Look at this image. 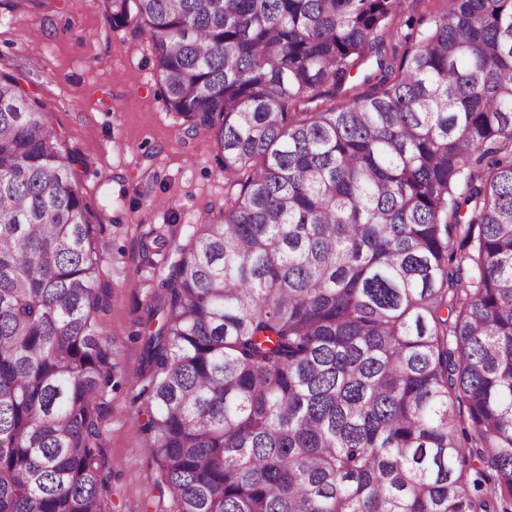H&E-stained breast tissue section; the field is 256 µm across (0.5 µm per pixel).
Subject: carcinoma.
<instances>
[{
  "instance_id": "obj_1",
  "label": "carcinoma",
  "mask_w": 512,
  "mask_h": 512,
  "mask_svg": "<svg viewBox=\"0 0 512 512\" xmlns=\"http://www.w3.org/2000/svg\"><path fill=\"white\" fill-rule=\"evenodd\" d=\"M99 2L228 185L139 337L169 512H512V0ZM81 164L0 72V512H112ZM441 0H405L403 2V20L413 19L415 27H418L419 20L429 21L434 14L442 10Z\"/></svg>"
}]
</instances>
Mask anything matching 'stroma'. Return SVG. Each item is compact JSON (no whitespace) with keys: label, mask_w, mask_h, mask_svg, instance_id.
Instances as JSON below:
<instances>
[{"label":"stroma","mask_w":512,"mask_h":512,"mask_svg":"<svg viewBox=\"0 0 512 512\" xmlns=\"http://www.w3.org/2000/svg\"><path fill=\"white\" fill-rule=\"evenodd\" d=\"M0 71L19 77L86 163L77 184L104 225L98 318L112 349L99 399V444L112 473V512H166L147 404L136 375L145 308L168 277L196 217L224 206L210 139L183 133L165 104L150 44L113 29L99 0H0Z\"/></svg>","instance_id":"1"}]
</instances>
